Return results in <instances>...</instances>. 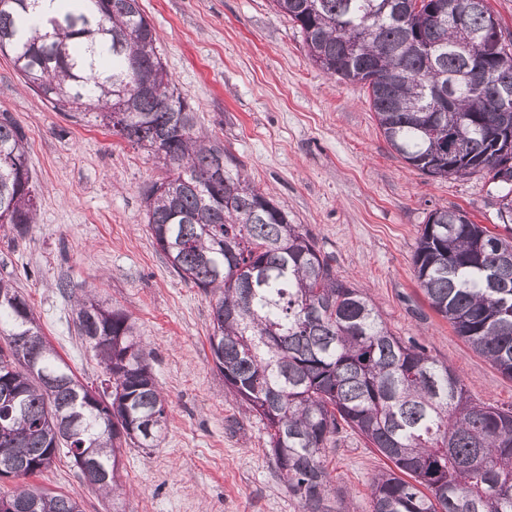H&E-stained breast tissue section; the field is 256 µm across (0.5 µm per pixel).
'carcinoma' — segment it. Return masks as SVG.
Segmentation results:
<instances>
[{"instance_id": "obj_1", "label": "carcinoma", "mask_w": 512, "mask_h": 512, "mask_svg": "<svg viewBox=\"0 0 512 512\" xmlns=\"http://www.w3.org/2000/svg\"><path fill=\"white\" fill-rule=\"evenodd\" d=\"M299 28L324 73L367 86L391 148L422 174L480 173L498 188L503 232L457 207L432 210L413 255L430 308L502 374L512 377V175L494 170L496 129L512 124L460 74L502 25L482 0H272ZM33 28L28 0L0 7V54L58 112L100 124L168 168L143 195L148 227L173 271L212 304L215 367L236 402L267 430L268 454L303 512H330L322 460L349 430L390 461L370 483L372 512H512V408L470 396L453 368L387 327L362 291L257 188L224 144L194 131L191 103L156 50L139 0H61ZM483 63L512 83V46ZM460 136V158L449 157ZM223 179L212 182L217 161ZM37 220V190L20 124L0 113V227L23 238ZM58 287L73 301L100 385L75 376L42 334L11 280L0 279V479L52 466L60 447L105 497L121 495L122 445L156 448L165 398L134 324L93 290ZM38 366L30 369L29 355ZM0 512H82L70 496L19 485Z\"/></svg>"}]
</instances>
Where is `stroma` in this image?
Listing matches in <instances>:
<instances>
[{
	"label": "stroma",
	"mask_w": 512,
	"mask_h": 512,
	"mask_svg": "<svg viewBox=\"0 0 512 512\" xmlns=\"http://www.w3.org/2000/svg\"><path fill=\"white\" fill-rule=\"evenodd\" d=\"M157 50L194 107L198 132L220 139L257 187L284 203L391 332L458 371L472 397L512 408V378L472 351L429 306L412 258L439 207L497 221L481 175L435 179L386 142L366 88L310 60L272 0H139ZM28 139L38 222L22 240L0 229V278L16 282L44 336L82 383L101 369L71 319L59 282L95 289L125 310L167 398L158 447H123L118 502L98 497L59 454L29 484L76 499L82 512H302L267 453L262 423L231 398L210 354L209 297L173 272L146 224L145 186L161 164L92 117L55 111L0 55V112ZM333 512H371L372 477L388 461L351 431L327 448Z\"/></svg>",
	"instance_id": "stroma-1"
}]
</instances>
